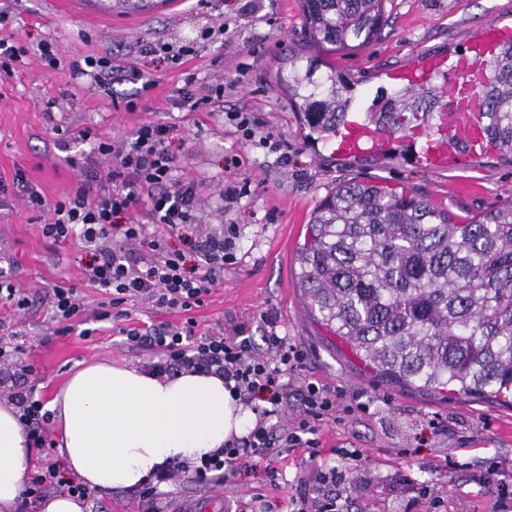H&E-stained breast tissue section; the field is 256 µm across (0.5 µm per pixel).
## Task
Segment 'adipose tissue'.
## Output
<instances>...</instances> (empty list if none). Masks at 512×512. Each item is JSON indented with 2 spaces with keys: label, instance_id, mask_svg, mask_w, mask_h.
I'll return each mask as SVG.
<instances>
[{
  "label": "adipose tissue",
  "instance_id": "adipose-tissue-1",
  "mask_svg": "<svg viewBox=\"0 0 512 512\" xmlns=\"http://www.w3.org/2000/svg\"><path fill=\"white\" fill-rule=\"evenodd\" d=\"M47 406L67 471L91 490L141 487L172 461L197 466L256 421L218 376L160 377L106 361L75 371ZM19 416L14 401L0 399V512H16L33 467Z\"/></svg>",
  "mask_w": 512,
  "mask_h": 512
}]
</instances>
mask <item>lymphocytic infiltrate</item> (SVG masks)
<instances>
[{"mask_svg":"<svg viewBox=\"0 0 512 512\" xmlns=\"http://www.w3.org/2000/svg\"><path fill=\"white\" fill-rule=\"evenodd\" d=\"M174 126L145 122L129 140L98 142L96 159L79 162V185L74 195L47 204L34 185H26L25 201L35 211L47 213L42 232L58 239L79 235L91 258L86 264L88 282L100 288L114 309L124 317L125 303L140 300L158 309L191 311L203 306L212 288L224 278L225 266L237 260L240 227L229 223L206 235L196 265H188L183 251L172 249L170 234L196 224L198 184L173 174L169 144ZM146 205L157 231L133 220L139 205ZM151 223V224H152ZM265 353H256L245 327L233 335L199 336L194 321L167 326L144 334L127 330L133 345L155 351L152 373L164 376L181 370L214 374L231 383L236 397L246 403H266L275 424L259 425L240 441L225 445L223 457L202 459L193 478L209 484L238 468L248 456L270 458L274 443L306 448L310 457L322 451L317 434L325 417L336 409V397L326 387L306 384L300 393L301 410L288 414L285 375L303 369L305 356L277 331L272 317H265ZM49 488L87 497L86 488L65 475L56 461L40 466L22 494V508H29Z\"/></svg>","mask_w":512,"mask_h":512,"instance_id":"f902f5d3","label":"lymphocytic infiltrate"}]
</instances>
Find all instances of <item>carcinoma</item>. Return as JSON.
Masks as SVG:
<instances>
[{"mask_svg": "<svg viewBox=\"0 0 512 512\" xmlns=\"http://www.w3.org/2000/svg\"><path fill=\"white\" fill-rule=\"evenodd\" d=\"M387 0H299L306 40L358 50L381 32ZM288 56L289 99L305 137L332 140L353 100L336 70ZM480 115L501 159H512V44L490 65ZM443 89L385 97L367 120L394 134L427 126ZM308 313L363 354L389 383L426 392L512 399V200L465 219L412 194L347 182L313 210L299 248Z\"/></svg>", "mask_w": 512, "mask_h": 512, "instance_id": "cac0c4a2", "label": "carcinoma"}]
</instances>
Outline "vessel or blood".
I'll return each mask as SVG.
<instances>
[{
    "label": "vessel or blood",
    "instance_id": "obj_1",
    "mask_svg": "<svg viewBox=\"0 0 512 512\" xmlns=\"http://www.w3.org/2000/svg\"><path fill=\"white\" fill-rule=\"evenodd\" d=\"M512 42V25L490 22L477 30L464 50L449 54H430L390 70L388 85L409 86L420 91L443 86L450 94L466 90L470 96L461 104L442 113L427 136L420 142L417 162L430 170L459 166L467 152L486 148L488 141L478 120L479 102L475 90L485 81L489 64L500 48ZM393 135L367 120L349 122L334 142L337 155L351 157L368 151H385L394 145Z\"/></svg>",
    "mask_w": 512,
    "mask_h": 512
}]
</instances>
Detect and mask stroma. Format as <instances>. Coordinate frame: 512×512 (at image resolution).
Instances as JSON below:
<instances>
[{
    "label": "stroma",
    "mask_w": 512,
    "mask_h": 512,
    "mask_svg": "<svg viewBox=\"0 0 512 512\" xmlns=\"http://www.w3.org/2000/svg\"><path fill=\"white\" fill-rule=\"evenodd\" d=\"M0 10L10 15L8 34L27 50L11 74L0 76V266L29 300L22 311L0 306V338L22 346L25 363L21 369L0 367L1 395L32 391L48 399L74 371L97 360L145 366L153 351L126 344L124 329L145 332L182 324L189 316L200 335H229L247 326L260 349V315L268 311L279 334L305 355L304 369L289 381V413L299 410V392L310 382L349 397L363 395L366 406L324 427L319 458L292 448L270 465L249 460L206 487L178 478L165 488L170 512L188 501H212L221 512H292L296 497L323 493L335 494L338 512H432L422 496L426 485L441 497L442 512H490L500 490L512 492V407L488 398L437 396L375 377L354 351L307 315L296 263L313 209L340 183L411 189L451 213L471 216L512 199V165L489 158L463 170L432 171L402 147L336 156L329 146L305 138L288 89L276 77L289 55L306 49L374 106L384 72L424 53L459 49L487 22L512 23V0H389L381 35L365 49L336 54L306 47L299 0H210L205 7L199 0H141L136 8L87 0L79 12L65 0H0ZM221 25L224 34L201 40L202 31ZM43 42L54 45L63 66L53 69L41 60L37 48ZM158 43L188 44L194 52L175 64L149 53ZM105 53L140 71L150 88L116 81L106 91L90 80L72 79L65 66ZM192 76L223 84V98L193 110L182 105L180 90ZM228 112L253 113L287 141L288 167L225 123ZM144 121L175 126L170 152L176 173L200 184L198 233L206 235L228 218L240 224L238 261L192 314L134 301L125 304L123 319L100 320L103 295L85 278L82 241L44 237V220L26 206L14 177L23 173L51 201L72 195L80 176L69 158L91 156L100 140L123 141ZM56 126L71 134L67 150L54 144ZM233 158L237 168L227 169ZM236 178L248 179L250 191L228 216L220 196L225 182ZM57 285L79 292L80 331L59 334L50 306ZM434 418L440 429L430 428ZM343 448L365 455L353 482L319 483L321 465L345 467ZM273 469L279 473L275 488Z\"/></svg>",
    "instance_id": "35a3bbf8"
}]
</instances>
